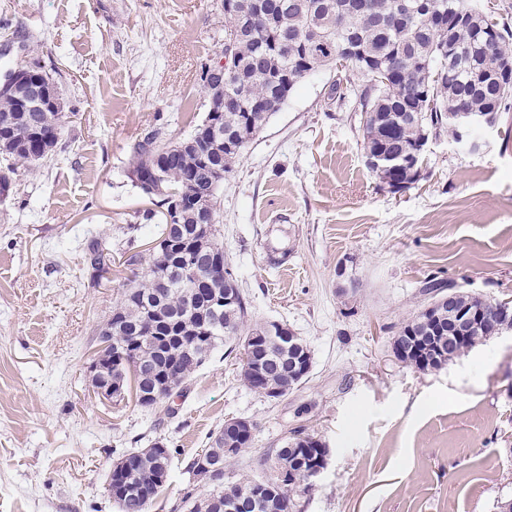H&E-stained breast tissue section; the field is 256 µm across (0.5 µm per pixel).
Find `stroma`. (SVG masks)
<instances>
[{
	"mask_svg": "<svg viewBox=\"0 0 512 512\" xmlns=\"http://www.w3.org/2000/svg\"><path fill=\"white\" fill-rule=\"evenodd\" d=\"M223 47L224 0H0V77L39 63L67 116L53 155L0 199V512H120L113 462L157 440L173 455L148 512H189L187 466L231 418L253 435L229 482L268 476V451L294 431L326 445L300 512H497L512 497V331L425 373L393 340L427 279L512 301V113L473 152L431 135L420 179L395 194L333 90L367 84L352 66L299 83L217 193L249 320L307 342L304 382L266 398L222 345L152 412L98 397L86 367L126 272L94 283L82 244L99 235L128 256L155 239L129 230L146 207L130 146L159 126L192 133L201 69Z\"/></svg>",
	"mask_w": 512,
	"mask_h": 512,
	"instance_id": "obj_1",
	"label": "stroma"
}]
</instances>
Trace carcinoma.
Instances as JSON below:
<instances>
[{
    "label": "carcinoma",
    "instance_id": "carcinoma-1",
    "mask_svg": "<svg viewBox=\"0 0 512 512\" xmlns=\"http://www.w3.org/2000/svg\"><path fill=\"white\" fill-rule=\"evenodd\" d=\"M265 14L276 19V27L266 29L256 24L241 25L229 15L224 31L239 30L235 44L242 75L224 84V98H216L213 106L223 107V129L211 140L199 143L197 150L184 147L185 141L166 142L164 128L157 127L135 141L130 151L133 174H146L160 182L163 193L157 205L169 206L178 200L180 223L166 230L156 225L157 237L168 234L164 247L150 251L148 261L139 253L118 263L112 245L102 237L88 239L82 258L99 283L109 281L112 267L120 264L130 272L126 288L115 313L101 325L99 335L112 333V344L100 354L112 359L108 366L112 381L126 386L128 374L140 375L135 391L136 405L149 410L171 391L181 387L208 359L215 346L232 345L239 336H261L263 356L242 360L241 376L250 389L267 397L288 394L301 379L294 368L300 356L311 362L307 345L299 337L291 347L283 345L277 333L267 324L256 323L247 328L248 302L243 296L229 305H220L206 316L198 314V306L186 298L189 283L196 275H208L212 285L222 286L224 275L232 274L224 262L220 214L210 213L208 221L215 229L205 240L194 235V225L202 217L195 197L207 195L216 199V191L224 177L215 175L211 165L232 171L242 151L225 148L227 137L237 136L253 123L249 137L266 124L269 112H251L247 106L259 101L274 107L276 82L288 72L293 85L319 68L333 62L330 49L339 42H350L358 48L360 67L372 76L370 84L351 89L353 110L367 114L363 129L367 154L387 153L407 158L416 154L419 144L430 133L445 131L454 135L448 124V103L464 101L470 109L484 112L492 108L500 112L512 110V28L502 26L498 40L491 46L476 44L474 30L485 23L481 14L474 21L456 20V0H408L414 10L402 8L403 0H375L377 12L365 15L358 0H256ZM453 25V38L463 49L459 61L448 65V55L441 49L448 39V22ZM315 41L317 55L313 67L303 66V57L295 58L292 50L302 41ZM391 62L393 71L387 81L376 79L379 67ZM65 125L64 113L50 108L33 112L18 111V102L0 94V153L11 160L3 171L5 186L1 191L13 192L18 165L34 167L57 147ZM422 160L396 169L378 170L376 175L393 192L403 191L421 177ZM427 338L428 325L417 313L398 328L396 335ZM463 355L461 345L453 338H443L442 352L432 363L414 357L407 363L420 372L442 369ZM252 433L238 434L225 442V428L212 436L211 445L197 455L189 466L193 481L212 487L208 497L192 501L190 512H297L296 497L311 489L309 474L314 464L326 461L328 449L318 439L298 433L278 448L272 468L275 475L265 479L244 478L224 485V466L249 448ZM157 448H141L125 454L129 470L112 473L109 483L119 498L121 512H146L153 496L138 494L139 476L154 466Z\"/></svg>",
    "mask_w": 512,
    "mask_h": 512
}]
</instances>
